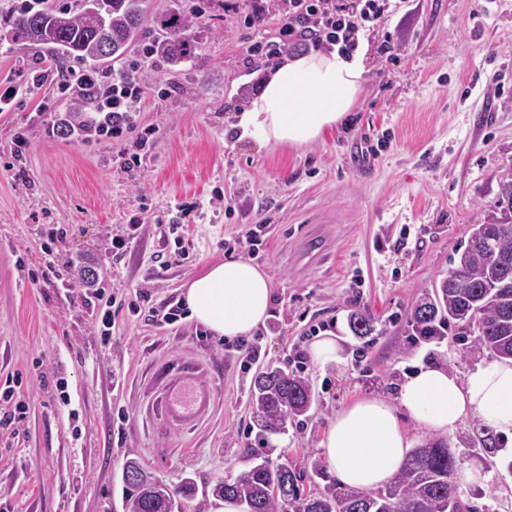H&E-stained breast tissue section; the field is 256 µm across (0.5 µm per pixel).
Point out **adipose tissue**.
I'll return each instance as SVG.
<instances>
[{"label": "adipose tissue", "mask_w": 512, "mask_h": 512, "mask_svg": "<svg viewBox=\"0 0 512 512\" xmlns=\"http://www.w3.org/2000/svg\"><path fill=\"white\" fill-rule=\"evenodd\" d=\"M366 73L364 54L313 50L278 65L240 112L231 132L262 145H305L321 139L351 112ZM190 318L212 335L236 340L265 324L273 302L268 273L247 258L209 265L183 291ZM444 440L480 420L505 441L512 457V362L495 361L459 376L442 366L418 367L395 402L362 397L337 412L319 443L322 459L352 489L376 488L398 471L414 439L400 416Z\"/></svg>", "instance_id": "1"}]
</instances>
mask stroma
I'll list each match as a JSON object with an SVG mask.
<instances>
[{
  "label": "stroma",
  "instance_id": "stroma-1",
  "mask_svg": "<svg viewBox=\"0 0 512 512\" xmlns=\"http://www.w3.org/2000/svg\"><path fill=\"white\" fill-rule=\"evenodd\" d=\"M150 2L154 13L200 3L205 16L196 59L148 62L140 122L154 133L142 147L132 133L51 134L74 98L37 85L47 52L0 47V79L32 85L0 113V391L18 382L12 401L0 400V505L12 512H124L123 464L134 455L202 491L258 455L299 466L304 455L319 457L328 423L353 400L394 401L422 363L462 375L487 360L461 356L452 335L410 347L405 330L512 176V0H402L365 39L351 123L299 148L228 133L274 66L249 47L275 38V22L246 27L238 0ZM388 43L397 63L380 55ZM367 143L376 153L364 158ZM124 153L140 156L132 171L120 166ZM191 202L195 212L177 224L178 206ZM134 216L139 238L113 258L108 244ZM53 224L64 236L51 245ZM256 227L263 243L251 254L237 241ZM247 255L274 289L269 318L247 338L260 350L250 367L235 342L191 318L171 326L149 318L150 307L182 303V284L208 264ZM107 308L105 337L96 321ZM358 309L374 317L371 335L350 331ZM326 335L342 347L344 371L309 360L311 343ZM299 353L314 404L259 444L253 377L269 367L294 372ZM191 360L211 365L218 404L180 435L152 410L146 387L153 363ZM506 464L469 456L465 471L481 473L464 483L475 512H512Z\"/></svg>",
  "mask_w": 512,
  "mask_h": 512
}]
</instances>
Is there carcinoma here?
Segmentation results:
<instances>
[{
    "label": "carcinoma",
    "instance_id": "cac0c4a2",
    "mask_svg": "<svg viewBox=\"0 0 512 512\" xmlns=\"http://www.w3.org/2000/svg\"><path fill=\"white\" fill-rule=\"evenodd\" d=\"M101 9L112 30L108 53L98 49L96 22L88 13L87 0H75L65 10L42 11L17 3L8 13V37L30 49L48 48L63 61L110 73L140 45L144 26L150 22L164 33L152 49L170 65L198 57L195 28L202 20L193 15L152 16L147 0H102ZM505 223L512 225V178L500 182L490 214L475 225L448 275L413 306L409 324L414 335L439 339L452 328L469 348L496 359H512V229L503 231ZM349 325L356 336L374 331L373 319L361 311L351 314ZM251 403L261 433L284 434L288 421L308 414L314 394L307 379L267 368L253 379ZM463 463L461 455L433 442L410 452L397 474L378 491L339 487L317 459L310 460L309 472L285 464L263 469L253 464L233 478H216L211 495L235 499L248 512H454L462 500L457 474ZM314 476L324 481L323 487L305 490V481ZM124 487L125 512H164L150 483L126 482Z\"/></svg>",
    "mask_w": 512,
    "mask_h": 512
}]
</instances>
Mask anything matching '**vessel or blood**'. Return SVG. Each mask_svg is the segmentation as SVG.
Listing matches in <instances>:
<instances>
[{"instance_id": "1", "label": "vessel or blood", "mask_w": 512, "mask_h": 512, "mask_svg": "<svg viewBox=\"0 0 512 512\" xmlns=\"http://www.w3.org/2000/svg\"><path fill=\"white\" fill-rule=\"evenodd\" d=\"M214 401V388L202 371L182 369L167 376L154 402L158 413L175 428L197 423Z\"/></svg>"}]
</instances>
